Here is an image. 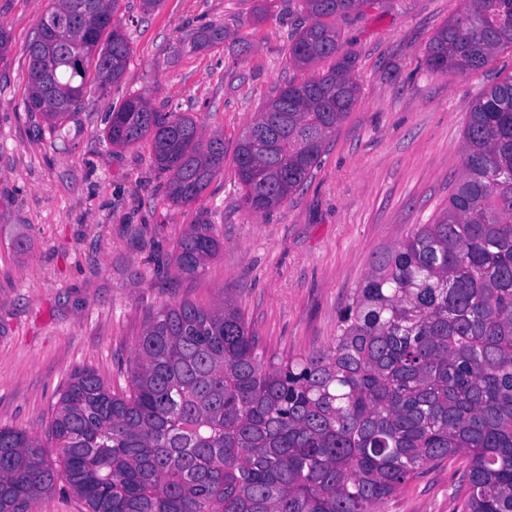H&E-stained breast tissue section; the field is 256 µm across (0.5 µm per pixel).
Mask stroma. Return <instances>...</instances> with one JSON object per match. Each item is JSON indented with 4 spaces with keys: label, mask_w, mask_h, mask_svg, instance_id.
<instances>
[{
    "label": "stroma",
    "mask_w": 512,
    "mask_h": 512,
    "mask_svg": "<svg viewBox=\"0 0 512 512\" xmlns=\"http://www.w3.org/2000/svg\"><path fill=\"white\" fill-rule=\"evenodd\" d=\"M50 0H0L12 46L0 60V427L47 437L52 408L75 371L112 389L129 384L149 318L165 305L232 299L267 353L329 348L337 316L373 253L431 223L464 166L475 95L512 75V48L483 69L442 74L425 49L463 0H365L336 16L341 53L355 58L356 106L326 141L303 189L272 213L242 204L234 152L243 131L287 83L310 78L289 47L306 22L298 0H119L130 45L119 82L53 128L26 112L29 59ZM224 30L200 47L203 28ZM141 94L193 116L224 141V167L194 203L167 197L150 140L106 138L109 114ZM221 249L194 276L168 262L197 212ZM458 464L428 467L377 512H454Z\"/></svg>",
    "instance_id": "1"
}]
</instances>
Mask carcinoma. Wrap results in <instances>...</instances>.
Here are the masks:
<instances>
[{
	"mask_svg": "<svg viewBox=\"0 0 512 512\" xmlns=\"http://www.w3.org/2000/svg\"><path fill=\"white\" fill-rule=\"evenodd\" d=\"M366 0H299L311 23L289 60L310 80L280 89L234 154L243 204L269 213L307 182L356 103L355 58L337 56L325 19ZM426 48L441 73L485 67L512 46V0H464ZM118 0H52L68 35L38 28L25 110L56 127L81 106L88 68L105 91L131 47ZM107 137L151 138L168 199L196 201L224 166L189 116L142 96L112 109ZM464 167L444 207L376 252L326 351L260 350L232 300L161 307L115 392L81 370L55 403L48 436L0 428V512H34L65 477L85 512H375L430 464L465 458L449 487L458 512H512V76L480 91L464 129ZM220 251L200 215L177 241L175 270L200 273Z\"/></svg>",
	"mask_w": 512,
	"mask_h": 512,
	"instance_id": "1",
	"label": "carcinoma"
}]
</instances>
